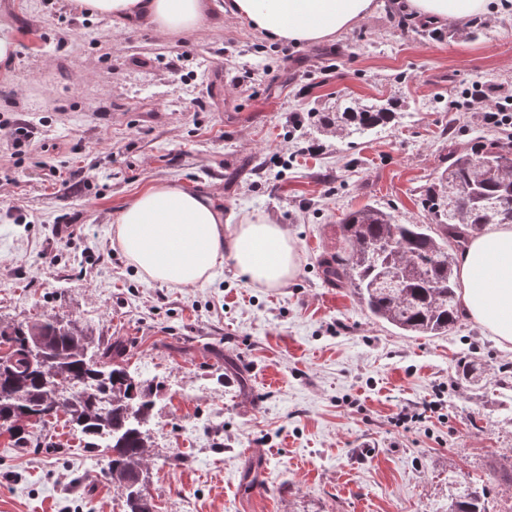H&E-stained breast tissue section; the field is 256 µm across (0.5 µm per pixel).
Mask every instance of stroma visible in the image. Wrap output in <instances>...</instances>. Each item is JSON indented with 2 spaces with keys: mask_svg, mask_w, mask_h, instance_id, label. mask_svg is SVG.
Here are the masks:
<instances>
[{
  "mask_svg": "<svg viewBox=\"0 0 512 512\" xmlns=\"http://www.w3.org/2000/svg\"><path fill=\"white\" fill-rule=\"evenodd\" d=\"M187 33L74 9L0 0L16 50L0 63V327L38 317L130 345L154 381L146 489L155 512H446L456 482L512 512V365L473 319L402 336L321 262L344 215L384 207L426 219L448 152L495 128L466 98H512V2L486 23L397 29L395 0L331 42H268L208 0ZM391 103L395 118L351 137L319 115ZM160 183L212 198L228 224L287 227L300 257L287 286L232 263L190 288L144 280L113 236L123 207ZM69 224L73 236L58 235ZM476 359L484 380L458 372ZM0 437V512H124L104 458L64 422L38 443ZM257 482L244 488L242 476Z\"/></svg>",
  "mask_w": 512,
  "mask_h": 512,
  "instance_id": "1",
  "label": "stroma"
}]
</instances>
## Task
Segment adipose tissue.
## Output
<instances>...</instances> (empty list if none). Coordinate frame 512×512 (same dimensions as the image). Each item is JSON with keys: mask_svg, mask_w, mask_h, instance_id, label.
Segmentation results:
<instances>
[{"mask_svg": "<svg viewBox=\"0 0 512 512\" xmlns=\"http://www.w3.org/2000/svg\"><path fill=\"white\" fill-rule=\"evenodd\" d=\"M89 11L184 32L206 17V0H78ZM373 0H230L228 11L269 41L314 44L365 18ZM490 0H406L425 24L488 11ZM116 242L146 280L189 288L225 261L248 282L283 287L295 278L298 254L286 227L259 217L224 226L208 198L157 184L137 195L116 220ZM467 314L500 342L512 343V226L475 235L459 258Z\"/></svg>", "mask_w": 512, "mask_h": 512, "instance_id": "ef3b65f1", "label": "adipose tissue"}]
</instances>
